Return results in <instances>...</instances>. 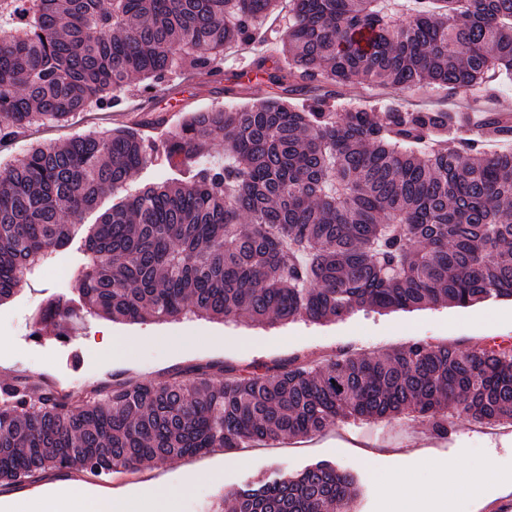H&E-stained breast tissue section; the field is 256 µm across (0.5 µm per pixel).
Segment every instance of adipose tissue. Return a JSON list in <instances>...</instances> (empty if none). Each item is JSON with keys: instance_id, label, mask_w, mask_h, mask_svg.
<instances>
[{"instance_id": "adipose-tissue-1", "label": "adipose tissue", "mask_w": 512, "mask_h": 512, "mask_svg": "<svg viewBox=\"0 0 512 512\" xmlns=\"http://www.w3.org/2000/svg\"><path fill=\"white\" fill-rule=\"evenodd\" d=\"M185 491V486L166 484L158 493L139 500L134 506L127 499L107 492L94 496L88 506L91 512H176V502ZM386 491L389 496L408 499L412 512H439L446 505L481 501L482 480L479 475L451 464L439 473L433 486L423 487L406 479L388 483Z\"/></svg>"}]
</instances>
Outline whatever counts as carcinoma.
Returning <instances> with one entry per match:
<instances>
[{"label": "carcinoma", "instance_id": "1", "mask_svg": "<svg viewBox=\"0 0 512 512\" xmlns=\"http://www.w3.org/2000/svg\"><path fill=\"white\" fill-rule=\"evenodd\" d=\"M281 0H0V146L26 129L104 111L137 77H224ZM278 58L252 63L281 89L201 110L161 146L181 177L146 185L83 236L87 315L135 322L342 321L512 300V149L489 151L458 110H339L350 82L487 95L512 79V0H289ZM501 142L512 121L488 110ZM224 162L209 160L215 145ZM155 148L113 128L38 143L0 173V304L79 232L99 198ZM67 300L33 335L65 336ZM198 366L181 380L128 379L70 402L0 383V484L50 470L92 476L284 437L340 418L415 413L439 435L448 412L512 423V347L413 342L383 354L292 359L244 372ZM356 478L328 463L233 492L232 512H351Z\"/></svg>", "mask_w": 512, "mask_h": 512}]
</instances>
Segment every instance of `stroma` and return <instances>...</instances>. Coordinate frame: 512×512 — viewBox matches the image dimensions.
<instances>
[{"label": "stroma", "instance_id": "obj_1", "mask_svg": "<svg viewBox=\"0 0 512 512\" xmlns=\"http://www.w3.org/2000/svg\"><path fill=\"white\" fill-rule=\"evenodd\" d=\"M282 11H275L264 24V40L252 49H229L224 54V89L199 77L190 67L180 66L169 74L154 106L163 116L146 140L163 141L179 128L191 111L243 106L267 97V83L249 80L257 56L274 55L279 47ZM143 81L130 79L123 112H80L61 124L30 128L15 140L0 146V171L11 166L32 145L64 141L103 128L135 125L144 97ZM183 100L180 112L170 113L169 104ZM336 100L342 107L367 110L385 103L439 105L454 102L465 108L471 94L448 97L445 90L424 88L404 94L354 82L339 88ZM78 244L59 252L55 260L35 271L19 292L0 304V380H23L32 385L60 383L71 399L93 388H108L129 378L165 381L196 365L252 363L274 365L299 357L323 360L341 352L386 353L423 340L431 344H454L470 348L490 339L512 341V301L498 300L461 308L435 306L410 312L361 311L342 321L257 325L187 317L166 322L153 320L115 322L90 316L78 321L66 339L35 337L31 327L43 305L51 298L69 294V285L81 268ZM125 343L115 353L102 345L103 335ZM365 423L344 421L314 437L281 438L258 448H233L194 458L174 459L153 467V476L166 483L180 480L187 471L197 478L179 502V512H214L222 495L233 492L261 476L297 474L305 467L330 462L358 479L355 512H397L398 503L382 495L380 485L393 476L411 475L418 483L435 482L440 467L457 463L483 474L484 494L496 496L500 482L512 479V430H490L464 418H454L448 435H436L429 423L419 419L375 422L374 438L364 436ZM430 454L428 466H420L417 452ZM72 479L87 489L100 488L93 476L56 470L45 478L8 486L18 498L21 512H31V498L43 487Z\"/></svg>", "mask_w": 512, "mask_h": 512}]
</instances>
